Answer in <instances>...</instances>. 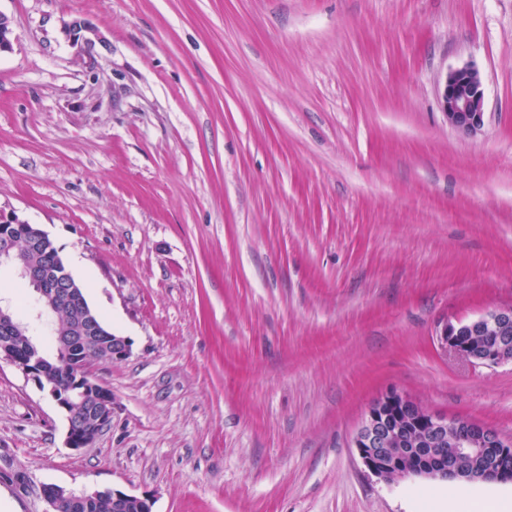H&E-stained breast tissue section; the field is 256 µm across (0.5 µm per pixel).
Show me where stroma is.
<instances>
[{"label": "stroma", "mask_w": 512, "mask_h": 512, "mask_svg": "<svg viewBox=\"0 0 512 512\" xmlns=\"http://www.w3.org/2000/svg\"><path fill=\"white\" fill-rule=\"evenodd\" d=\"M0 211L39 225L129 357L111 426L0 363V512H412L351 438L398 390L512 439V363L445 352L512 305V0H0ZM81 31L70 32L72 22ZM475 66L485 122L438 90ZM0 265V303L33 297ZM448 125L466 136L484 126V88L480 72L471 65L450 70L440 91ZM102 491L71 492L56 485H46L42 488V497L46 503V512H53L62 496L67 497L73 512H81L89 508L93 502L98 503L103 495L109 494L112 508L109 504H97L92 509L84 512H153V499L148 496H137L117 489ZM56 512H72L66 501L58 504Z\"/></svg>", "instance_id": "obj_1"}]
</instances>
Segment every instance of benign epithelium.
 Returning a JSON list of instances; mask_svg holds the SVG:
<instances>
[{"label": "benign epithelium", "instance_id": "obj_1", "mask_svg": "<svg viewBox=\"0 0 512 512\" xmlns=\"http://www.w3.org/2000/svg\"><path fill=\"white\" fill-rule=\"evenodd\" d=\"M12 35L11 21L0 13V53L11 50ZM440 98L448 125L458 133L470 136L484 126V88L477 68L466 65L449 71ZM19 237L33 250L53 246L48 234L37 225L15 214L6 218L0 215V263L16 264L14 242ZM17 268L51 306L67 305L78 298V285L62 263L49 272L25 264H17ZM14 333L15 324L9 311L0 306V362L6 361L20 370L55 402L68 423L66 447L74 450L92 447L112 424V392L99 386L86 361L76 365L69 390L58 389L40 350L35 346L25 352L19 350ZM76 338L108 359L126 358L131 353L130 340L109 332L92 314H85L80 336L57 337L60 346L65 348L64 354H70L71 341ZM438 341L445 351L474 366L494 367L511 362L512 305L495 308L466 322L449 321L442 328ZM73 404H83L87 409V420L78 428L72 423L70 407ZM352 446L365 469L386 482L408 476L470 480L474 471L448 465L450 447L454 448L457 458L481 459L489 452L500 457L512 455V442L494 427L434 413L397 390L387 391L370 403L352 437ZM105 494L112 501V512H153L152 498L117 489L75 493L56 485L42 488L46 512H55L63 496L74 512H81L99 502Z\"/></svg>", "mask_w": 512, "mask_h": 512}]
</instances>
